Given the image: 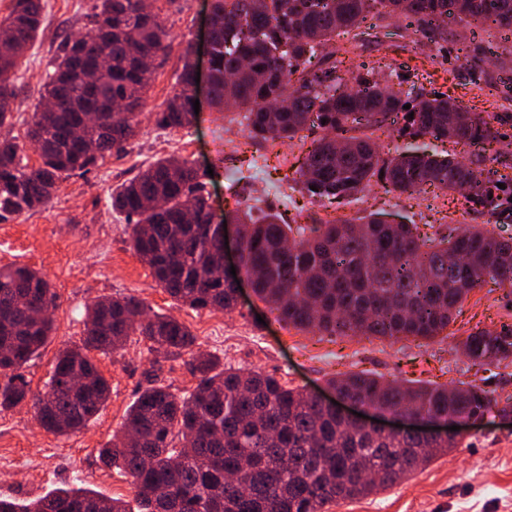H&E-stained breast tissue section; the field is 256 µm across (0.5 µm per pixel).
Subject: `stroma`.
Returning a JSON list of instances; mask_svg holds the SVG:
<instances>
[{"instance_id":"35a3bbf8","label":"stroma","mask_w":512,"mask_h":512,"mask_svg":"<svg viewBox=\"0 0 512 512\" xmlns=\"http://www.w3.org/2000/svg\"><path fill=\"white\" fill-rule=\"evenodd\" d=\"M42 36L31 47L14 78L12 135L24 136L46 77L49 61L59 51L64 33L81 31L94 0H46ZM211 0H157L155 10L165 26L170 47L155 71L136 136L124 153L112 155L83 175L66 179L46 207L0 223V267L26 265L39 270L57 294L55 331L37 356L22 368L32 389L49 381L59 350L83 337L85 304L101 297L133 295L147 309L185 323L202 350L222 363L258 370L302 390L322 389L340 373L364 372L387 380L433 386H477L512 397V363H477L462 352L470 333L498 331L512 324V303L502 288L486 282L454 310L446 330L432 340L313 335L276 321L268 307L242 284L241 299L230 312L196 311L174 301L155 283L149 267L133 252L125 214L113 211L111 194L125 180L158 159L176 155L199 170H212L206 180L216 216L233 210L235 200L248 198L260 208H273L288 223H306L315 214L328 220L356 219L372 212L418 225L424 237L436 226L488 225L499 238L512 237V224L489 223L487 215L465 212L462 192L428 189L408 196L386 192L381 183L345 204L301 199L293 209L279 196L280 188L296 194L294 174L320 129L302 131L287 143L248 139L230 113L201 104L197 121L182 129H163L156 114L173 93L187 42L204 43ZM446 40L433 42L406 29L396 16L372 11L360 38L337 36L324 53L337 76L372 68L380 81L425 90L484 110L501 134L500 140L475 148L430 136L398 138L401 115L370 136L390 147L434 155L458 154L486 170L512 166V46L500 44L496 29L444 20ZM261 162L265 179L238 183L236 172L248 162ZM189 354L157 360L140 336L130 337L120 355L97 356L111 384L110 396L98 416L80 432L61 438L41 429L30 406L0 412V496L31 500L50 489L77 484L108 496L131 500L129 479L104 465L98 450L120 429L138 393L152 380L183 395L197 383ZM328 512H512V423L489 414L460 448L421 466L408 480L386 491L331 505Z\"/></svg>"}]
</instances>
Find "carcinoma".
I'll return each instance as SVG.
<instances>
[{
  "label": "carcinoma",
  "instance_id": "1",
  "mask_svg": "<svg viewBox=\"0 0 512 512\" xmlns=\"http://www.w3.org/2000/svg\"><path fill=\"white\" fill-rule=\"evenodd\" d=\"M382 7L407 27L432 39L444 37L439 22L456 17L512 34V0H212L209 99L224 112L242 115L248 137L263 142L295 138L309 126L328 135L308 151L296 170L300 193L329 202L348 198L377 178L412 195L425 187L466 189L465 207L496 224L512 223V177L458 161L394 150L384 156L362 128L383 127L403 113L401 132L478 146L499 133L482 113L424 89L395 90L373 72L354 76L358 87L334 85L336 70L321 68V48L340 33L361 27ZM158 14L139 0H97L85 31L66 38L46 75L27 137L39 164L23 162L14 138L0 137V222L46 206L60 184L125 151L140 124V107L154 80L138 56L165 55L168 32ZM44 21L43 0H11L0 20V128L12 125L17 89L13 75ZM110 64L97 80L88 67ZM177 88L156 113V124L181 129L196 118L192 104L193 44L181 54ZM89 113L96 124L81 140L72 133ZM504 184L499 188L498 184ZM316 190H311V187ZM162 202L159 211L155 204ZM112 210L131 224L134 253L157 286L195 310H233L236 289L210 279L220 256L219 225L212 223L209 194L186 158L157 160L111 196ZM193 222H188L186 214ZM229 220L239 226L240 269L254 295L275 319L320 336L432 339L453 310L491 280L512 296V239L468 226L420 238L415 224H390L377 215L293 226L278 213L256 215L237 202ZM50 282L28 266L0 267V411L31 403L46 431L68 435L86 428L110 395V384L92 353L108 356L133 335L149 354H190L197 379L193 392L177 395L152 381L129 407L124 429L102 460L130 477L139 512H327L341 500L385 491L420 466L462 445V437L386 435L353 428L336 410L261 371L224 367L196 348L188 326L149 315L135 296L103 297L86 306L81 344L58 353L52 377L34 391L20 369L51 336L53 316L33 308L56 306ZM475 361L512 360V326L476 331L462 342ZM80 373L85 385L68 378ZM351 402L382 411L478 420L492 408L512 414L484 389L403 385L363 373L327 380ZM140 435L133 444L130 428ZM0 512H128L119 498L84 488H59L27 503L0 497Z\"/></svg>",
  "mask_w": 512,
  "mask_h": 512
}]
</instances>
